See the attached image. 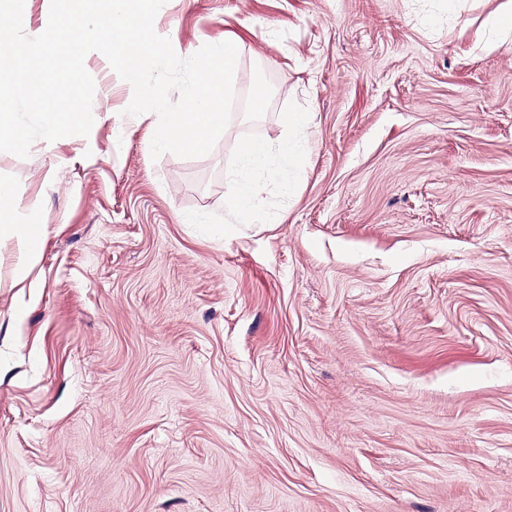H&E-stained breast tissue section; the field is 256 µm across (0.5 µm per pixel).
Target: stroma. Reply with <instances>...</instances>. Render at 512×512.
Here are the masks:
<instances>
[{
	"label": "stroma",
	"instance_id": "1",
	"mask_svg": "<svg viewBox=\"0 0 512 512\" xmlns=\"http://www.w3.org/2000/svg\"><path fill=\"white\" fill-rule=\"evenodd\" d=\"M506 4L166 0L179 56L240 45L196 158L86 55L88 136L0 152L47 229L35 287L0 245V512H512ZM297 135L225 231L238 142Z\"/></svg>",
	"mask_w": 512,
	"mask_h": 512
}]
</instances>
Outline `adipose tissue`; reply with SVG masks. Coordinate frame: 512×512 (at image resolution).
<instances>
[{
	"mask_svg": "<svg viewBox=\"0 0 512 512\" xmlns=\"http://www.w3.org/2000/svg\"><path fill=\"white\" fill-rule=\"evenodd\" d=\"M307 143L302 139L287 138L278 146L260 140H246L238 147L239 162L228 184L231 211L238 221L248 220L255 201L263 192L270 177H278L282 184H289L290 174L304 157ZM0 243L12 246L18 268V281H25L31 262L44 235V227L18 221L19 201L13 189L0 182Z\"/></svg>",
	"mask_w": 512,
	"mask_h": 512,
	"instance_id": "ef3b65f1",
	"label": "adipose tissue"
}]
</instances>
